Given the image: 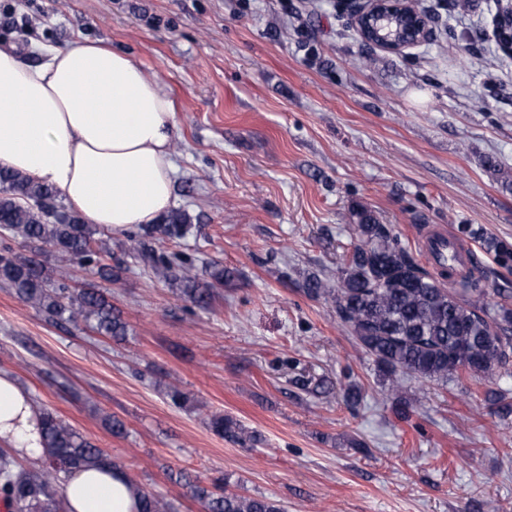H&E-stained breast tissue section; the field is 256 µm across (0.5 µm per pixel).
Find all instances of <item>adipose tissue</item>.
I'll use <instances>...</instances> for the list:
<instances>
[{
    "mask_svg": "<svg viewBox=\"0 0 512 512\" xmlns=\"http://www.w3.org/2000/svg\"><path fill=\"white\" fill-rule=\"evenodd\" d=\"M25 63L0 46V168L61 191L102 229L151 224L173 196L175 110L155 76L126 54L77 38ZM0 444L37 460L41 434L31 397L0 372ZM65 512H137L118 467L63 476Z\"/></svg>",
    "mask_w": 512,
    "mask_h": 512,
    "instance_id": "1",
    "label": "adipose tissue"
}]
</instances>
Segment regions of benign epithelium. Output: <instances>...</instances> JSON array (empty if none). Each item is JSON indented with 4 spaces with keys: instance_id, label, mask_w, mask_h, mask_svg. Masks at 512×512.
<instances>
[{
    "instance_id": "obj_1",
    "label": "benign epithelium",
    "mask_w": 512,
    "mask_h": 512,
    "mask_svg": "<svg viewBox=\"0 0 512 512\" xmlns=\"http://www.w3.org/2000/svg\"><path fill=\"white\" fill-rule=\"evenodd\" d=\"M349 13L363 41L381 49L401 51L429 41L432 16L416 0H336Z\"/></svg>"
}]
</instances>
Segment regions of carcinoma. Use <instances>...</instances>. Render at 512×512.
Returning <instances> with one entry per match:
<instances>
[{"label":"carcinoma","instance_id":"carcinoma-1","mask_svg":"<svg viewBox=\"0 0 512 512\" xmlns=\"http://www.w3.org/2000/svg\"><path fill=\"white\" fill-rule=\"evenodd\" d=\"M356 243L339 269V288H329L312 273L305 277L304 292L313 297H332L336 317L347 327L360 348L373 358L377 371L388 381L386 391L394 415L408 419L416 402L402 396L406 378L436 382L443 386L463 374L499 375L512 363V304L506 302L512 289V246L481 227L462 224L463 237L481 242L493 255L496 267L488 268L473 254V271L458 288H446L420 266L401 245L389 225L370 210L359 207ZM0 229L25 242L40 243L78 262L96 268L106 280L117 278L112 267L100 264L93 248L98 227L81 222L62 204L59 191L28 176L0 169ZM142 235H131L134 257L157 276L183 285L184 295L206 308L213 288L231 281L234 273L214 266L212 282L198 281L191 261L158 250L154 241L180 239L190 229V217L181 211L164 216L159 224L140 226ZM501 279L495 292L503 301L491 302L483 283ZM0 282L17 297L32 304L57 322L83 323L101 336L120 338L125 324L114 313L107 297L96 288L74 291L66 273L50 276L44 264L10 251L0 254ZM41 418L44 454L37 467L26 469L0 453V499L12 512H58V486L62 475L77 469H92L111 463L107 455L52 410L34 403ZM208 425L217 435L242 447H254L260 439L239 420L212 414ZM179 481L188 486L205 512H281L276 501L265 496H245L228 490L229 481L215 478L208 484L181 472ZM137 512H173L159 493L134 486Z\"/></svg>","mask_w":512,"mask_h":512}]
</instances>
